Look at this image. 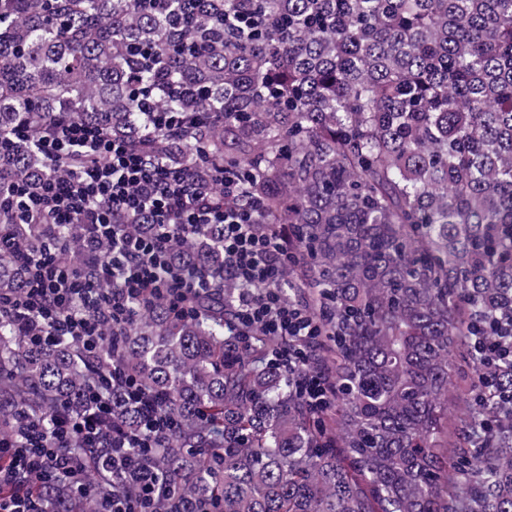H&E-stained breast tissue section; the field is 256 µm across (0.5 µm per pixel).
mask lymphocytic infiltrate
<instances>
[{
    "label": "lymphocytic infiltrate",
    "mask_w": 512,
    "mask_h": 512,
    "mask_svg": "<svg viewBox=\"0 0 512 512\" xmlns=\"http://www.w3.org/2000/svg\"><path fill=\"white\" fill-rule=\"evenodd\" d=\"M35 145L52 161L87 145L94 151L67 176H48L41 194H28L18 185L0 187V207L9 208L18 224L74 225L82 251L75 256L46 242L24 255L28 281L19 294L0 296V319L38 320L43 342L67 340L88 352L107 347V330L130 323L139 301L156 300L182 315H196L192 302L209 278L174 263L168 242L219 224L224 269L236 285L229 332L247 348L258 336L276 339L274 361L288 372L295 395L317 414L329 406L333 388L318 362L320 323L304 303L278 287L290 259L288 233L284 225L266 222L261 199L234 205L237 173L209 184L197 181L164 157L104 138L84 124L59 125ZM218 194L226 200L224 207L208 203ZM139 216L155 226V233H126V224ZM104 240L112 249L102 255L97 246ZM490 327L487 320L474 325L468 350L486 371L482 386L512 412V392L501 390L491 373L499 363L512 361V330L502 323L493 336ZM109 380L141 410V427L134 432L107 427L110 402L94 389L80 415L56 411L46 420L27 418L15 434L0 437V512H47L38 487L54 479L70 480L81 496L96 497L97 512H156L161 486L153 465L155 443L174 431L176 420L160 398L126 375L120 360H113ZM90 455L111 467L113 484L132 486L133 495L99 491L98 471L85 464Z\"/></svg>",
    "instance_id": "f902f5d3"
}]
</instances>
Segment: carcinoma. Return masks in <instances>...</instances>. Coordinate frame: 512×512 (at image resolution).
I'll return each mask as SVG.
<instances>
[{"label": "carcinoma", "mask_w": 512, "mask_h": 512, "mask_svg": "<svg viewBox=\"0 0 512 512\" xmlns=\"http://www.w3.org/2000/svg\"><path fill=\"white\" fill-rule=\"evenodd\" d=\"M151 97L183 118L144 137ZM163 154L210 180L246 173L268 222L288 225L286 277L322 317L339 393L320 423L288 373L225 334L234 283L213 225L169 242L213 291L184 320L142 306L120 334L128 372L178 431L156 464L179 512H512V441L492 435L467 479L450 473L476 417L452 353L472 322L512 321V0H0V137L59 120ZM29 141L0 146V178L39 190L65 174ZM16 233L0 293L24 287ZM55 244L77 249L68 228ZM0 435L22 408H88L105 362L30 345L0 321ZM112 420L138 426L112 392ZM56 512H95L68 483Z\"/></svg>", "instance_id": "cac0c4a2"}]
</instances>
